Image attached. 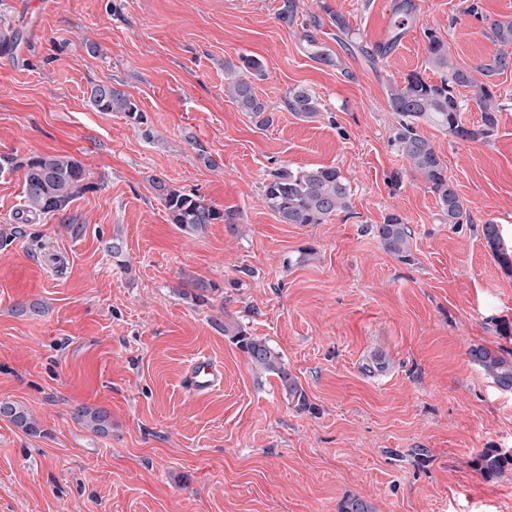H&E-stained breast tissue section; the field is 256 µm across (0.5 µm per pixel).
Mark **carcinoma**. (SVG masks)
<instances>
[{"mask_svg":"<svg viewBox=\"0 0 512 512\" xmlns=\"http://www.w3.org/2000/svg\"><path fill=\"white\" fill-rule=\"evenodd\" d=\"M414 16L413 0H395L389 46H394L402 38ZM490 30L491 41L497 46L496 52L466 66L454 62L448 44L440 36L425 31L426 61L429 67L440 73L439 82L434 83L419 73H412L402 83L389 85L388 106L400 117L392 143L411 169L427 183L430 192L438 199L444 220L450 224L463 223L466 209L446 175L444 162L432 142L420 133L419 126L422 123L435 124L461 140L488 142L496 135L499 107L494 102L493 83L489 78L512 70V21L494 20L490 23ZM241 62L240 67L226 64L225 92L240 111L262 126L269 121L265 116L266 106L258 97L254 84L241 77L239 71L244 69L260 76L263 67L256 57H243ZM477 73L486 81H478L475 78ZM460 87L473 88L471 101L480 112V122L476 126L463 123L464 101L457 92ZM89 103L98 112H121L136 125L144 123L145 114L134 100L112 85L92 86ZM285 104L301 120L313 119L319 114L317 98L307 91L288 92ZM14 167L25 169V212L34 215L59 214L90 188L84 165L70 154H33L22 161L9 156L0 159V173ZM152 186L170 222L186 233L199 235L210 224H233L237 219V214L206 203L196 193L175 189L161 178L154 179ZM263 195L267 207L283 224H324L332 216L351 208L352 187L334 166H280L269 174ZM377 233L384 249L395 259L405 264L413 262L411 230L401 216L395 213L388 215L384 223L377 226ZM482 234L498 262L511 268L512 248L503 238L499 225H482ZM224 335L247 356L251 369L278 378L288 402L296 410H311L306 392L288 372L281 354L266 340L250 334L237 322L224 324ZM470 357L498 387L512 390V352L507 354L503 349L495 351L476 347L470 350ZM0 416L26 432H37L27 412L13 402H0ZM76 416L92 431L108 432L110 422L106 412L81 407L77 409ZM476 465L485 478L496 479L512 469V450L486 448L478 455ZM339 512H374V508L360 497L348 496L340 502Z\"/></svg>","mask_w":512,"mask_h":512,"instance_id":"carcinoma-1","label":"carcinoma"}]
</instances>
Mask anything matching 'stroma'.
<instances>
[{"instance_id": "stroma-1", "label": "stroma", "mask_w": 512, "mask_h": 512, "mask_svg": "<svg viewBox=\"0 0 512 512\" xmlns=\"http://www.w3.org/2000/svg\"><path fill=\"white\" fill-rule=\"evenodd\" d=\"M468 2L414 0L409 35L380 57L393 0H0V30L19 35L0 54V157L68 153L90 183L27 223L23 170L0 173V401L38 427L0 417V512H338L349 495L375 512H512V471L488 481L475 466L481 449L512 448V391L469 356L512 350L497 332L512 323V270L481 231L498 224L512 243V70L493 79L491 141L419 127L469 222L442 223L390 143L388 83L439 79L425 30L471 65L494 49L490 20L512 18V0H479L478 19ZM244 56L264 68V128L225 94L224 65ZM100 83L145 123L95 111ZM292 89L317 97L316 118L288 111ZM287 164L338 167L350 210L279 222L262 190ZM157 177L236 223L181 231ZM392 213L412 230L411 263L378 237ZM234 321L283 354L312 411L250 368L224 334ZM201 353L224 367L204 398L185 384ZM82 405L108 412L107 434L76 418ZM0 416L9 419L14 425L26 432H37V427L27 412L13 402H0Z\"/></svg>"}]
</instances>
